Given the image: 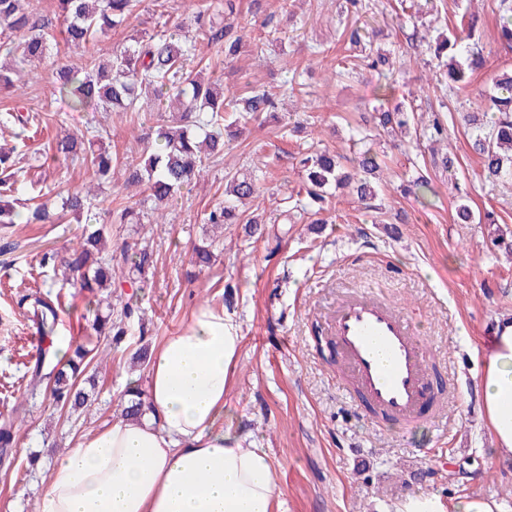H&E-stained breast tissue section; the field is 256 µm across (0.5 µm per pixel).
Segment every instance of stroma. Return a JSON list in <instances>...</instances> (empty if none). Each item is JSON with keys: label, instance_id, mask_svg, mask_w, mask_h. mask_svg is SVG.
<instances>
[{"label": "stroma", "instance_id": "35a3bbf8", "mask_svg": "<svg viewBox=\"0 0 512 512\" xmlns=\"http://www.w3.org/2000/svg\"><path fill=\"white\" fill-rule=\"evenodd\" d=\"M375 45L396 59L395 100L411 101L418 115L430 117L447 101L427 63L426 42L432 7L458 5L483 21L480 46L485 68L457 100L477 110L479 93L492 77L512 71V53L499 50L492 0H372ZM238 0L234 17L243 37L237 59L217 63L225 93L245 82L277 92L294 71L303 90L288 95L278 120L254 122L224 134V157L211 162L204 178L192 181L166 209L168 221H154L155 203L147 193L125 188L122 177L102 184L99 218L113 200L138 212L136 224H110L108 251L126 245L149 249L154 264L141 278L116 276L115 308L130 305L134 318L111 345L112 359L97 366L90 407L76 412L52 409L45 391L30 395L27 383L42 345L37 324L19 308L24 294L61 296L55 334L70 343L86 334L88 299L74 293L52 268L40 267L44 252L65 259L80 231L75 221L57 224H0V422L11 408L26 407L15 429L12 467L0 465V512H34L42 479L53 462L78 438L109 425L130 382L146 385L148 366L137 362L141 347L156 350L181 330L192 310L207 302L230 313L243 336L240 360L224 397V424L265 448L275 464L282 491L275 512H394L407 495L440 497L478 494L512 512V460L491 451L481 403L484 342L495 321L512 316V256L493 247L484 224L453 221L457 197L447 172L431 170L433 194L416 198L402 186L416 174L426 148H393L378 135L386 155L387 182L379 208H369L348 192H335L322 215V231L311 230L314 213L294 223L280 221L288 198L303 178L302 152L324 148L351 156L348 123L371 111L375 76L361 72L332 80L338 62L352 50L338 29L345 0ZM414 21L398 26L399 11ZM271 24H264V17ZM41 110L37 135L18 126L9 135L42 149L61 131L101 139L103 147L128 163L139 162L150 146L148 124L132 112H71L40 88L20 84L0 92V109L17 104ZM448 148L471 184L474 211H492L501 227L512 228V187L481 183L479 165L461 126L448 129ZM261 173L263 190L255 204L266 219L256 239L241 225L219 230L206 224L217 189L236 174ZM404 212L407 221L395 225ZM208 246L209 266L192 261L195 246ZM368 290L402 306L427 341V350L453 386L445 395L446 414L416 433L373 426L337 381L312 339L328 336V315L351 290Z\"/></svg>", "mask_w": 512, "mask_h": 512}]
</instances>
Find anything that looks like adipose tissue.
I'll return each mask as SVG.
<instances>
[{
    "label": "adipose tissue",
    "instance_id": "ef3b65f1",
    "mask_svg": "<svg viewBox=\"0 0 512 512\" xmlns=\"http://www.w3.org/2000/svg\"><path fill=\"white\" fill-rule=\"evenodd\" d=\"M242 349L238 325L199 305L155 351L151 412L81 437L48 473L35 512H274L280 496L265 449L226 431L224 395ZM483 409L496 454L512 459V320L483 360ZM398 512H501L496 500L411 495Z\"/></svg>",
    "mask_w": 512,
    "mask_h": 512
}]
</instances>
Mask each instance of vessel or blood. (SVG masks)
I'll return each instance as SVG.
<instances>
[{
	"label": "vessel or blood",
	"mask_w": 512,
	"mask_h": 512,
	"mask_svg": "<svg viewBox=\"0 0 512 512\" xmlns=\"http://www.w3.org/2000/svg\"><path fill=\"white\" fill-rule=\"evenodd\" d=\"M336 376L361 397L374 423L411 428L443 408L433 385V362L403 309L372 292L340 298L330 323Z\"/></svg>",
	"instance_id": "b4317fda"
}]
</instances>
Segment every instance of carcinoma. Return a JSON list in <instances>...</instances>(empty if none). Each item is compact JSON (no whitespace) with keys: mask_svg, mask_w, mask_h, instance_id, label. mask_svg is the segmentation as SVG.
Returning <instances> with one entry per match:
<instances>
[{"mask_svg":"<svg viewBox=\"0 0 512 512\" xmlns=\"http://www.w3.org/2000/svg\"><path fill=\"white\" fill-rule=\"evenodd\" d=\"M140 0H56L57 15L62 20L60 34L65 45L83 48L89 54L83 66H61L52 73V96L64 100L73 112H159L177 113L176 123L151 127L154 134L151 150L137 165L123 168L125 183L142 185L158 206H167L181 195L194 178L199 176L208 162L224 154L225 125L236 126L257 120L264 114L279 110L277 95L261 91L252 83L231 96L224 95L220 79L206 81L196 70L208 48L216 56L227 60L235 58L241 49L242 36L229 21L234 13V0H212L204 10L193 13L189 24L168 26L165 12H160L153 31L132 39L125 47L101 52L103 38L114 29L124 26L135 14ZM352 10L339 20L341 36L351 47L359 50L354 65L362 66L378 77L376 96L379 105L371 114L378 132L414 134L415 141L441 142L448 138V125L436 115L423 122L416 118L411 104L388 105L393 95L394 71L387 54L372 47L367 14L373 10L369 0H350ZM497 42L506 52H512V0H497ZM480 19L468 17L460 26H449L428 42L432 59L436 60V79L453 93L471 82L472 75L485 67L486 60L479 49ZM53 18L42 14L40 0H0V52L12 60L9 66H0V90L15 87L20 74L30 72L32 63L45 58L49 49ZM483 112L457 111L464 128L468 148L478 159L479 176L486 182L512 184V72L504 73L493 81L491 89L481 93ZM359 147L347 168L342 156L328 150L305 152L299 164L305 171V180L296 192L293 206L286 215L306 212L312 206L322 210L327 200V189H346L361 202L378 198L375 182L385 160L372 149V138L364 131L355 130L350 138ZM41 167L52 168L68 161H78L97 184L112 181L120 158L106 150L85 146L84 138L68 134L56 139L50 146ZM16 148L0 146V224L54 223L59 214H69L81 225L79 246L65 263L68 279L86 291L97 307H105L106 315L94 313L92 329L98 336L105 330L123 332L125 320L133 309L125 305L112 320V293H102L106 282L116 273L112 261L101 257L107 242L103 229L97 226L93 187L74 188L56 196L52 189L38 191L40 203L22 209L14 206L18 196L27 191L25 170L19 166ZM261 178L250 175L233 176L227 180L222 197L211 208L210 224H243L251 234H263L264 220L252 213L239 210L248 199L259 196ZM462 203L455 208L453 220L457 224H472L475 215L464 199L467 188L454 184ZM116 224H136V212L122 201L110 210ZM482 222L493 224L489 232L495 247L508 245L512 234L497 226L494 213L484 214ZM129 273L143 275L153 263V254L145 248L135 252L128 260ZM33 317L38 320L42 338L49 345L41 350V358L30 380L32 390L45 388L52 405L73 409L87 403L84 392L77 389V379L96 361L99 349L82 343L71 345V356L65 362L55 361L53 332L57 318L55 303L37 298ZM149 409L142 393L124 400L122 412L126 416H140ZM15 437L9 420L0 424V461H11Z\"/></svg>","mask_w":512,"mask_h":512,"instance_id":"1","label":"carcinoma"}]
</instances>
